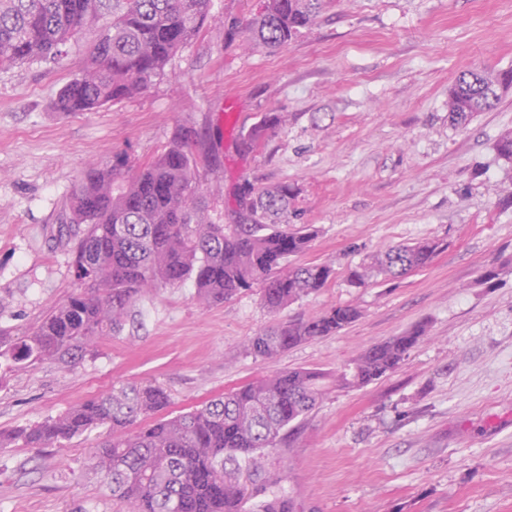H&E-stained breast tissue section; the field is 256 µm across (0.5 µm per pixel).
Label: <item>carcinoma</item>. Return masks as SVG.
<instances>
[{
	"mask_svg": "<svg viewBox=\"0 0 512 512\" xmlns=\"http://www.w3.org/2000/svg\"><path fill=\"white\" fill-rule=\"evenodd\" d=\"M210 0H0V69L19 61L58 62L86 31L97 32L88 65L59 91L63 114L93 112L143 92L164 73L170 57L203 26ZM322 0H262L249 23L255 44L279 50L311 26ZM512 90V69L490 75L462 73L448 90L451 122L464 126ZM284 122L267 113L240 144L250 150ZM192 134L178 133L131 178L121 159L89 166L68 197L69 223L84 226L74 251L78 286L22 336L0 332V357L19 367L46 362L72 365L120 331L130 307L159 285L193 280L197 301L219 305L261 283V302L273 314L319 291L332 270L323 264L292 265L314 232L275 227L288 213L294 189L258 190L245 182L233 224H211L196 205ZM494 150L512 166V131ZM439 243L426 240L379 255L351 270L363 284L377 270L399 277L426 266ZM352 304L288 323L249 338L246 349L269 360L286 350L331 336L352 324ZM425 336L417 327L363 351L338 379L348 387L379 380L399 368ZM325 374L280 371L213 396L174 416L159 386H131L76 404L54 418L23 427L13 439L32 448L70 440L99 426L110 429L89 457L120 504V512H294L293 501L271 490L255 464L284 430L303 419L323 396ZM11 439V440H13ZM11 440L0 438V447Z\"/></svg>",
	"mask_w": 512,
	"mask_h": 512,
	"instance_id": "1",
	"label": "carcinoma"
}]
</instances>
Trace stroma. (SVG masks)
<instances>
[{"label":"stroma","mask_w":512,"mask_h":512,"mask_svg":"<svg viewBox=\"0 0 512 512\" xmlns=\"http://www.w3.org/2000/svg\"><path fill=\"white\" fill-rule=\"evenodd\" d=\"M261 0H212L199 32L141 94L65 115L52 103L84 66L86 33L60 63L0 69V330L27 332L75 291L76 230L66 201L92 163L126 175L182 129L195 132L197 197L227 224L243 182L296 194L288 225L314 229L302 264H326L320 291L278 313L259 288L203 307L192 282L130 309L119 335L72 366L0 369V434L44 422L120 387L167 389L186 411L281 370L325 373L324 395L291 424L263 470L296 512H512V167L494 142L512 130V92L466 126L448 90L467 71L512 68V0H327L278 51L252 43ZM269 112L286 122L250 152L238 130ZM433 239L400 278L352 268L389 247ZM351 303L358 319L271 360L249 337ZM425 326L400 367L363 387L336 375L373 344ZM98 428L48 448L0 453V512H118L87 459Z\"/></svg>","instance_id":"stroma-1"}]
</instances>
